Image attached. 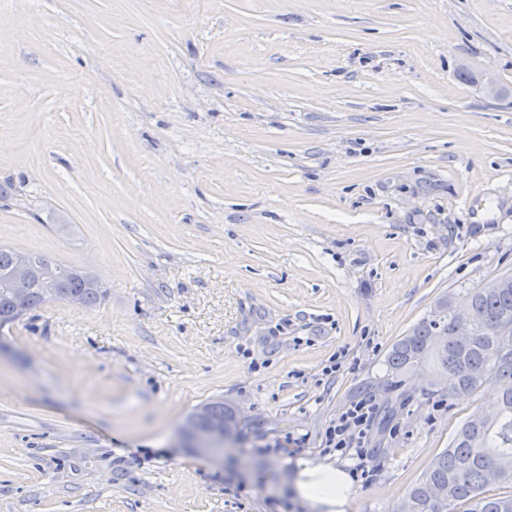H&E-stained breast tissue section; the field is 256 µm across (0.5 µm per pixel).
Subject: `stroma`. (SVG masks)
Returning a JSON list of instances; mask_svg holds the SVG:
<instances>
[{"label":"stroma","instance_id":"obj_1","mask_svg":"<svg viewBox=\"0 0 512 512\" xmlns=\"http://www.w3.org/2000/svg\"><path fill=\"white\" fill-rule=\"evenodd\" d=\"M0 184V246L109 290L0 335V512H308L392 345L512 274V0H0ZM400 390L351 512L490 407ZM215 399L217 458L180 435ZM76 272L80 273L82 277L84 278L85 284L83 279L78 276L76 273L71 274L68 279L66 280V289L75 292L80 293L84 296L85 299V306L92 308L96 306H100L105 300L108 295L107 288L103 287L102 280L95 274L90 273L89 271L77 267ZM85 285L87 288H85ZM90 288H100L97 290H92Z\"/></svg>","mask_w":512,"mask_h":512}]
</instances>
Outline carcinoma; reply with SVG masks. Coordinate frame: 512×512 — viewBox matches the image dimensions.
Here are the masks:
<instances>
[{
	"instance_id": "carcinoma-1",
	"label": "carcinoma",
	"mask_w": 512,
	"mask_h": 512,
	"mask_svg": "<svg viewBox=\"0 0 512 512\" xmlns=\"http://www.w3.org/2000/svg\"><path fill=\"white\" fill-rule=\"evenodd\" d=\"M67 290L84 296L85 306L101 305L107 288L92 290L83 279L72 274L66 280ZM56 301L53 288L39 279L27 286L26 302L34 310ZM468 302L477 307L485 322L473 329L469 343L448 347L436 346V336L451 331L448 317L428 318L418 323L399 339L387 358L388 375L401 379L418 369L443 377L448 397L471 394L491 379L502 382L496 411L475 425L466 421L454 436L449 448L438 454L423 476L405 495L409 512H452L458 503L469 505L467 512H512V330L499 333L494 321L507 315L512 318L511 288H475ZM199 421L224 420L240 424L236 411L222 400L202 406ZM509 462L508 472L497 482L502 491L488 493L486 472L494 465ZM444 495L438 505L435 491Z\"/></svg>"
}]
</instances>
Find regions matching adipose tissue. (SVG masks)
Instances as JSON below:
<instances>
[{"mask_svg":"<svg viewBox=\"0 0 512 512\" xmlns=\"http://www.w3.org/2000/svg\"><path fill=\"white\" fill-rule=\"evenodd\" d=\"M293 486L312 512H348L355 493L345 470L321 462H300Z\"/></svg>","mask_w":512,"mask_h":512,"instance_id":"1","label":"adipose tissue"}]
</instances>
